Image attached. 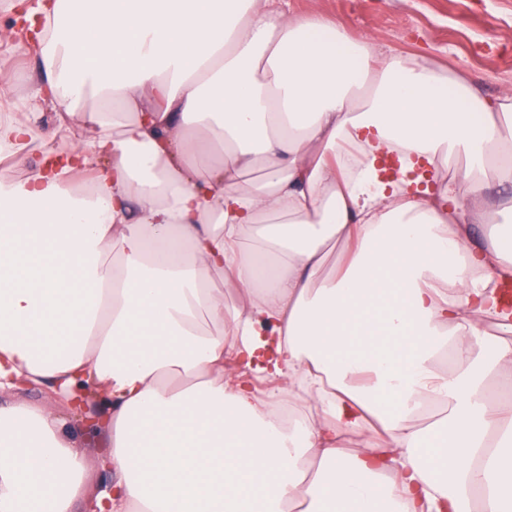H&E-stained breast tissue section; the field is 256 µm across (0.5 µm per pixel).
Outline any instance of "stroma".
<instances>
[{
  "mask_svg": "<svg viewBox=\"0 0 512 512\" xmlns=\"http://www.w3.org/2000/svg\"><path fill=\"white\" fill-rule=\"evenodd\" d=\"M278 7L333 22L380 58L460 75L483 101L512 91V0H279ZM1 76L14 77L23 92L41 83L36 60L18 43L0 44Z\"/></svg>",
  "mask_w": 512,
  "mask_h": 512,
  "instance_id": "stroma-1",
  "label": "stroma"
}]
</instances>
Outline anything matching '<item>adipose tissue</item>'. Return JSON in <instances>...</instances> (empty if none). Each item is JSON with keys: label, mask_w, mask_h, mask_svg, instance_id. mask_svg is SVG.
I'll use <instances>...</instances> for the list:
<instances>
[{"label": "adipose tissue", "mask_w": 512, "mask_h": 512, "mask_svg": "<svg viewBox=\"0 0 512 512\" xmlns=\"http://www.w3.org/2000/svg\"><path fill=\"white\" fill-rule=\"evenodd\" d=\"M274 2L12 0L44 87L0 82V157L50 121L71 141L0 168V512H512V339L476 328H512V195L483 197L512 184V92L371 68ZM459 156L439 199L410 193ZM229 353L319 418L281 427ZM32 387L83 389L106 452ZM367 424L374 447L343 446Z\"/></svg>", "instance_id": "ef3b65f1"}]
</instances>
